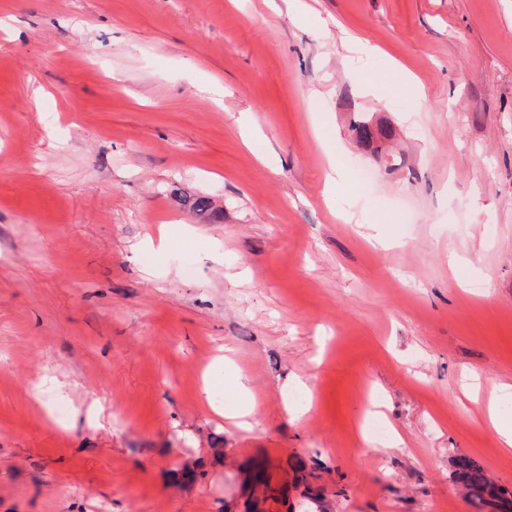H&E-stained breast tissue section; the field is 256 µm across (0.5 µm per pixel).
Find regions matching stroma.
I'll use <instances>...</instances> for the list:
<instances>
[{
    "mask_svg": "<svg viewBox=\"0 0 512 512\" xmlns=\"http://www.w3.org/2000/svg\"><path fill=\"white\" fill-rule=\"evenodd\" d=\"M499 384L512 0H0V512H242L249 459L310 512H478ZM458 479L467 490V496L478 508L488 512H512V494L508 498L477 464L466 459L458 462Z\"/></svg>",
    "mask_w": 512,
    "mask_h": 512,
    "instance_id": "obj_1",
    "label": "stroma"
}]
</instances>
